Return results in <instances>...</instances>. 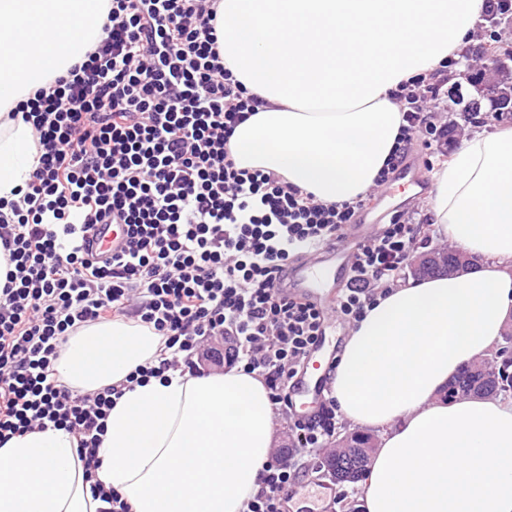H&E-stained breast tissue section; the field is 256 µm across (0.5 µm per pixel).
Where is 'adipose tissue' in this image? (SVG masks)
<instances>
[{
  "mask_svg": "<svg viewBox=\"0 0 512 512\" xmlns=\"http://www.w3.org/2000/svg\"><path fill=\"white\" fill-rule=\"evenodd\" d=\"M108 0H0V199L36 164L14 113L99 40ZM484 0H219L225 65L262 99L230 139L238 167L282 177L322 203L366 195L393 149L412 77L441 79ZM429 221L482 265L413 279L366 309L331 379L341 414L378 446L365 512H512V400L441 401L440 389L512 320V126L467 135L432 176ZM162 338L131 320L63 345L67 386L115 385L98 478L133 512H242L273 445L262 379L243 367L130 382ZM77 440L49 427L0 444V512H99Z\"/></svg>",
  "mask_w": 512,
  "mask_h": 512,
  "instance_id": "ef3b65f1",
  "label": "adipose tissue"
}]
</instances>
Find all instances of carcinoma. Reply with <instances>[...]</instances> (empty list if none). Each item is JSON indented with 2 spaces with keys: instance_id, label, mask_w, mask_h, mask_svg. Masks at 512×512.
<instances>
[{
  "instance_id": "cac0c4a2",
  "label": "carcinoma",
  "mask_w": 512,
  "mask_h": 512,
  "mask_svg": "<svg viewBox=\"0 0 512 512\" xmlns=\"http://www.w3.org/2000/svg\"><path fill=\"white\" fill-rule=\"evenodd\" d=\"M423 256L425 259L416 272L418 277L446 274L459 265V257L453 251L448 252V260L442 266L429 258V252H423ZM462 397H512V358H507L499 349L491 365L484 359H478L464 366L443 391V398L448 401ZM376 447L374 435L352 432L337 441L336 458L323 457L320 467L338 485L356 483L363 478Z\"/></svg>"
}]
</instances>
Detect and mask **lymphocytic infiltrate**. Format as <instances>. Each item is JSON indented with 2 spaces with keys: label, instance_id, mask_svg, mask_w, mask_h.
<instances>
[{
  "label": "lymphocytic infiltrate",
  "instance_id": "obj_1",
  "mask_svg": "<svg viewBox=\"0 0 512 512\" xmlns=\"http://www.w3.org/2000/svg\"><path fill=\"white\" fill-rule=\"evenodd\" d=\"M217 0H110L99 42L66 75L18 107L37 165L18 199H0V246L14 264L0 289V442L55 426L73 433L100 512H132L97 478L96 451L121 389L94 393L60 381L67 337L129 316L163 338L144 383L169 370L197 374L201 347L233 341L234 359L265 382L275 414L289 417L293 449L260 473L244 512H286L301 462L335 433L338 405L292 414L290 388L325 320L288 297L289 263L334 242L366 205L315 202L280 176L238 167L229 141L261 101L220 55ZM442 81L415 77L395 94L403 123L376 185L391 181L414 143L446 145L429 105ZM127 227L122 254L90 257L95 225ZM411 220L394 216L355 253L336 315L358 323L409 259Z\"/></svg>",
  "mask_w": 512,
  "mask_h": 512
}]
</instances>
